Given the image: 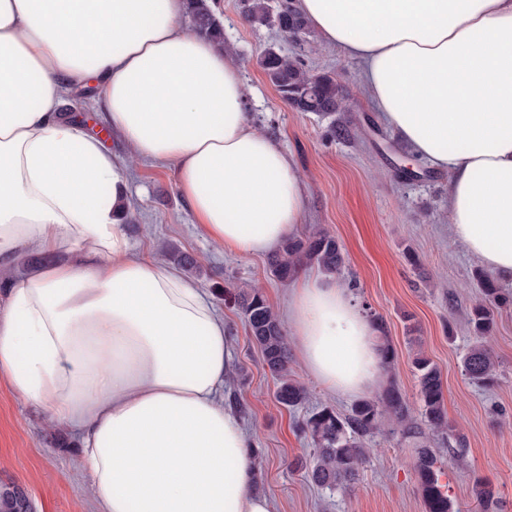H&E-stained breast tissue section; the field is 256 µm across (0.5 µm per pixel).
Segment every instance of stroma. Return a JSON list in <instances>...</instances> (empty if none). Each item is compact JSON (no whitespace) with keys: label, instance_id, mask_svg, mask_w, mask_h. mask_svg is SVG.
<instances>
[{"label":"stroma","instance_id":"35a3bbf8","mask_svg":"<svg viewBox=\"0 0 512 512\" xmlns=\"http://www.w3.org/2000/svg\"><path fill=\"white\" fill-rule=\"evenodd\" d=\"M218 6L224 48L243 66L245 109L302 175L307 208L298 234L320 227L336 237L345 258L337 281L385 324L396 357L382 372L384 382L396 383L414 408V355L423 353L442 372L448 420L465 442V466L451 463L448 440L430 446L443 464L440 482L456 512H478L471 496L475 473L498 488L504 512H512V308L497 314L490 341L498 383L480 388L462 371L471 343L466 314L478 297L473 272L480 262L448 231L447 176L414 160L380 120L360 85L358 61L320 42L314 31L297 47L276 27L246 23L241 0H218ZM271 45L286 54L301 49L308 69L334 74L345 95L341 111L328 117L290 109L257 64ZM62 112L88 133L104 135L96 96L75 90ZM334 122L347 126L350 137L329 139ZM126 177L136 203L127 228L132 242L146 251L159 240L166 251L193 254L200 264L194 278L224 319L233 351L224 401L250 434L258 461L255 490L273 500L276 512H426L412 467L413 444L388 423L367 439L357 480L334 490L311 483L305 464L313 446L297 432L294 415L276 402L275 381L223 294L227 285L261 289L279 313L288 304L289 284L269 275L267 257L232 256L207 240L178 191L174 170L136 160ZM75 446L74 438L0 379V483L25 486L37 512H96Z\"/></svg>","mask_w":512,"mask_h":512}]
</instances>
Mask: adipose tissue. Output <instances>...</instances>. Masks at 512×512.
Masks as SVG:
<instances>
[{
    "label": "adipose tissue",
    "mask_w": 512,
    "mask_h": 512,
    "mask_svg": "<svg viewBox=\"0 0 512 512\" xmlns=\"http://www.w3.org/2000/svg\"><path fill=\"white\" fill-rule=\"evenodd\" d=\"M362 65L382 120L448 176L454 239L512 277V0H294ZM186 0H0V378L78 441L99 512H274L224 402L232 348L200 284L132 246L131 159L173 165L206 237L265 255L304 221L290 156L245 110L242 67ZM96 79L124 154L65 121ZM285 316L332 393L383 384L349 288L304 278Z\"/></svg>",
    "instance_id": "obj_1"
}]
</instances>
